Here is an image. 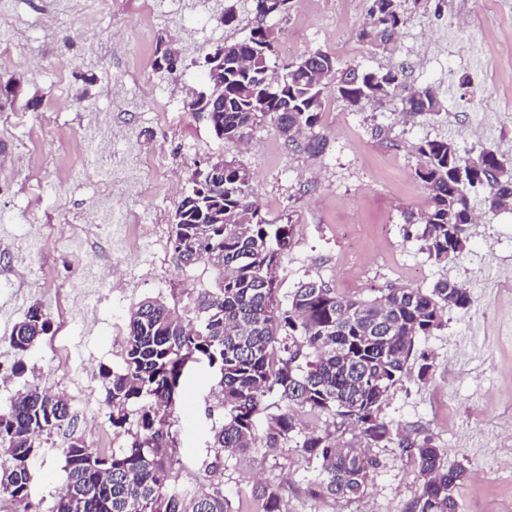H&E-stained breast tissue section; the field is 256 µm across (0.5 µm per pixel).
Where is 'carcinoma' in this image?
Returning <instances> with one entry per match:
<instances>
[{"label": "carcinoma", "instance_id": "cac0c4a2", "mask_svg": "<svg viewBox=\"0 0 512 512\" xmlns=\"http://www.w3.org/2000/svg\"><path fill=\"white\" fill-rule=\"evenodd\" d=\"M289 3L254 0L256 24L249 36L224 43V104L205 112L217 139L241 140L270 121L288 145L317 153L322 137L316 129L330 99L361 111L401 84L398 71L345 65L321 49L277 65L267 20L286 12ZM404 4L369 0L368 22L358 39L376 49L391 46L407 22ZM401 104L408 114L442 109L428 85L412 90ZM415 154L414 175L427 206L404 211V222L415 228L429 258L448 264L466 250L477 208H512V161L493 141L467 147L457 135L426 138ZM209 171L198 168L189 178L170 243L186 265L207 260L216 274L214 287L186 293L181 315L158 299L139 302L124 338V370L99 372L108 420L126 428L130 446L118 453L97 447L78 430L63 395L26 385L0 415V497L14 512H32L33 462L42 443L55 435L63 438L66 480L48 512H234L224 495V455L290 441L320 463L311 496L350 500L366 493L377 458L340 442L328 429L307 430L301 416L327 414L341 428L360 429L372 445L391 441L383 404L402 384L412 357L420 360L419 380H428L432 369L430 356L416 353L417 339L441 330L448 312L469 308L471 289L445 278L427 289H380L364 300L309 278L282 296L273 268L291 250L293 225L265 220L244 165L226 160L224 174L210 180ZM50 329L40 308H29L9 339L19 355L13 374L24 372V355ZM202 360L223 370L211 393L224 421L211 429V454L201 464L211 489L189 497L178 487L180 448L166 427L175 418L182 377ZM272 394L278 401L269 402ZM132 404L139 405L138 418L128 428ZM398 446L424 478L408 512H460L458 490L467 470L444 467L440 449L428 439L404 437ZM259 499L260 512H283L279 487H263Z\"/></svg>", "mask_w": 512, "mask_h": 512}]
</instances>
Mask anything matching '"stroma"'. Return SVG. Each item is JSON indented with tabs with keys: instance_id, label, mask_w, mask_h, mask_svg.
<instances>
[{
	"instance_id": "obj_1",
	"label": "stroma",
	"mask_w": 512,
	"mask_h": 512,
	"mask_svg": "<svg viewBox=\"0 0 512 512\" xmlns=\"http://www.w3.org/2000/svg\"><path fill=\"white\" fill-rule=\"evenodd\" d=\"M457 2L445 0L436 14L412 13L386 51L356 37L367 0H292L273 19L281 61L320 48L343 63L402 71L407 86H433L443 102L440 115L405 116L396 96L361 112L329 101L323 149L313 155L288 146L269 124L244 143L219 140L184 109L208 88L205 54L248 35L253 0H157L148 18L139 0H77L51 26L55 0H0V43L23 39L21 53L0 55V78L17 81L13 92L0 94V160L24 159L22 173L0 167V365L12 370L7 330L30 307L40 306L51 323L26 358L25 374L14 377V390L33 381L53 388L62 376L95 377L103 367L122 371L132 308L148 297L174 306L183 292L211 285L206 262L184 266L171 248L172 218L197 165L234 160L252 172L262 215L294 224L292 249L276 270L282 291L310 277L362 299L379 288H428L446 276L468 283L473 305L450 312L441 331L417 341L434 358L431 379L409 374L381 415L401 435L431 439L444 465L467 469L462 512H512V212L482 217L466 251L448 265L429 260L401 217L426 203L414 176L419 139L473 131L512 157V9L467 0L461 12ZM228 5L238 18L232 27L220 21ZM167 47L181 59L172 73L155 65ZM479 65L490 75L475 95L467 80ZM146 87L171 91L173 112L158 111L156 95L143 96ZM107 134L116 159L142 160L137 192L111 189L100 170L98 147ZM31 178L42 185L37 203ZM107 192L114 210L140 221L123 227L124 256L105 239L88 238L102 293L89 311L61 324V305L77 285L75 260L45 251L21 285L13 246L34 227L66 226ZM212 385L207 363L195 364L171 427L186 466L180 485L193 496L208 489L200 464L223 417ZM370 448L379 466L357 500L312 498L307 479L314 465L291 442L225 457L224 493L250 512L259 507L254 491L269 484L283 488L285 512H407L419 485L416 469L396 443ZM64 466L61 453L43 447L32 469L33 512H47L65 481Z\"/></svg>"
}]
</instances>
